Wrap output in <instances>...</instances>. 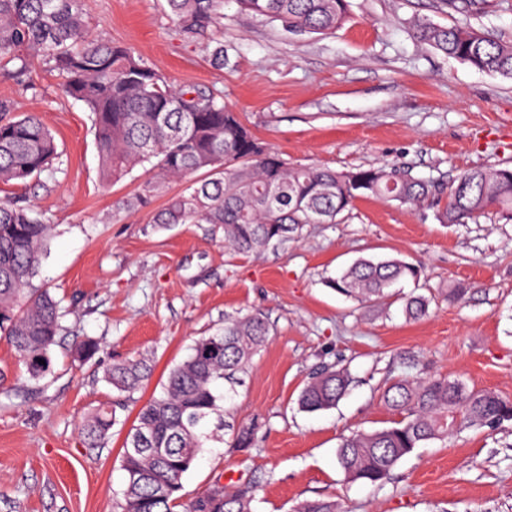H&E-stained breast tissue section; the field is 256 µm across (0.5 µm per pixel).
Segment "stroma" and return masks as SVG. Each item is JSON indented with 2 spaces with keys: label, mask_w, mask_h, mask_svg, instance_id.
I'll use <instances>...</instances> for the list:
<instances>
[{
  "label": "stroma",
  "mask_w": 512,
  "mask_h": 512,
  "mask_svg": "<svg viewBox=\"0 0 512 512\" xmlns=\"http://www.w3.org/2000/svg\"><path fill=\"white\" fill-rule=\"evenodd\" d=\"M347 2L335 34L296 37L224 0L221 68L208 41L181 32L165 0H87V10L93 36L126 44L175 85L218 93L289 165L394 167L441 185L466 169L512 167V78L413 36L415 23L428 20L512 41V0H477L469 13L445 0ZM0 100L55 136L54 170L7 191L49 216L33 284L71 308L46 384L31 380L0 339L8 373L0 385V512H115L125 488L122 446L138 410L197 340L256 312L269 340L224 403L226 423L254 427V442L233 452L227 435L208 441L184 479V499L252 480L253 512H291L318 496L349 512H512L510 422L415 449L381 487L345 482L336 461L344 436L393 420L381 400L386 379L443 375L512 400V219L442 224L430 204L368 197L341 223L308 224L298 240L238 255L212 225L152 224L154 208L185 181L169 182L150 206L125 208L152 170L102 183L90 113L41 59L21 74L1 67ZM372 257L420 264V278L372 303L328 287L353 261ZM460 285L467 293L448 300ZM429 293L427 315L406 319L401 297ZM85 336L102 349L97 363L82 366L70 350ZM125 358L145 359L152 373L121 397L103 374ZM326 364L350 373L346 396L334 409L302 411L301 389ZM117 396L109 437L86 447L82 421Z\"/></svg>",
  "instance_id": "stroma-1"
}]
</instances>
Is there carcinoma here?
<instances>
[{"label": "carcinoma", "instance_id": "1", "mask_svg": "<svg viewBox=\"0 0 512 512\" xmlns=\"http://www.w3.org/2000/svg\"><path fill=\"white\" fill-rule=\"evenodd\" d=\"M182 32L203 37L221 26L224 0H165ZM240 9L262 16L293 36L327 35L347 18V0H236ZM416 40L490 74L512 78V43L471 26L415 25ZM41 58L62 79L64 92L92 113L100 150L101 176L116 182L150 164L153 181L128 205H144L171 179L200 170L207 177L170 196L151 222L211 224L239 255L297 237L306 224H336L354 201L376 197L404 205L436 199L442 224H466L492 209L512 214V169L471 168L443 189L396 168L337 172L323 166L285 162L255 137L212 92L178 88L135 57L126 46L95 38L86 21L85 0H0V62ZM0 101V184L38 178L53 169L60 153L54 137L33 116L13 117ZM52 225L20 200H0V335L23 361L34 381L52 373L51 352L63 330L66 310L33 279ZM420 278V268L397 258H361L329 282L337 293L372 302L392 296L402 279ZM433 296L402 298L406 315H427ZM269 326L260 313L229 319L223 332L198 340L168 374L162 393L144 405L129 430L121 466L126 484L119 512H253L255 486L216 487L188 502L181 491L186 474L209 435L203 428L222 412L226 395L216 383H237L238 374L267 342ZM100 350L85 337L73 347L86 363ZM151 373L141 359L112 363L105 380L120 392L137 390ZM350 386L345 370L314 373L300 391L308 412L335 407ZM399 418L370 432L342 439L336 459L346 480L385 485L399 462L415 449L446 441L463 427H493L512 420V402L487 390L468 389L447 376L400 378L382 392ZM116 421L115 411L97 408L81 425L84 443L101 446ZM254 430L233 435L230 448L244 451ZM292 512H345L333 497L297 503Z\"/></svg>", "mask_w": 512, "mask_h": 512}]
</instances>
